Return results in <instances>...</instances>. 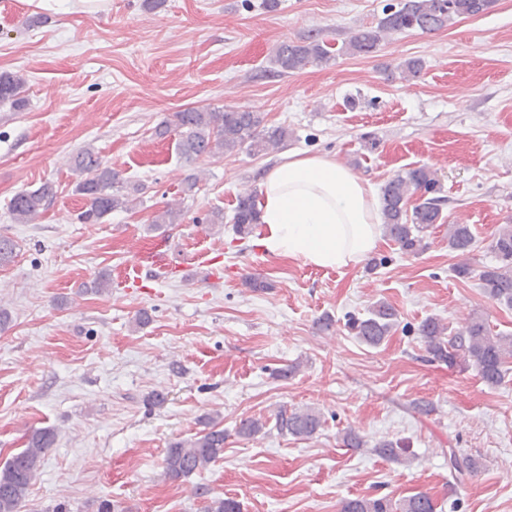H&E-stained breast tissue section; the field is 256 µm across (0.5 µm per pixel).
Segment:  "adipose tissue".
Here are the masks:
<instances>
[{"label": "adipose tissue", "instance_id": "ef3b65f1", "mask_svg": "<svg viewBox=\"0 0 512 512\" xmlns=\"http://www.w3.org/2000/svg\"><path fill=\"white\" fill-rule=\"evenodd\" d=\"M257 207L260 242L275 256L348 269L381 243L373 186L327 156L286 155L267 173Z\"/></svg>", "mask_w": 512, "mask_h": 512}]
</instances>
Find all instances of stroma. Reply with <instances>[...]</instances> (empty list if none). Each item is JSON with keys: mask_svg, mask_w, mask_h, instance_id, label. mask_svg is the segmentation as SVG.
I'll return each instance as SVG.
<instances>
[{"mask_svg": "<svg viewBox=\"0 0 512 512\" xmlns=\"http://www.w3.org/2000/svg\"><path fill=\"white\" fill-rule=\"evenodd\" d=\"M392 0H0V74L25 80V105H0V234L16 256L0 267V464L33 427L56 433L23 512H200L204 495L241 512H341L344 499L428 494L436 512H512V372L486 386L471 369L429 361L418 334L430 316L461 329L476 313L512 333V309L476 280L457 278L448 227L470 225L469 262L492 263L488 244L512 224V0L444 29L385 37L370 57L340 54L358 27L376 26ZM317 32L336 50L326 65L276 73L285 40ZM423 69L402 78L397 67ZM232 106L288 127L285 150L247 151L188 165L174 112ZM90 149L129 183L136 210L103 223L76 219L84 205L69 160ZM336 159L374 188L408 167L436 171L447 202L430 247L386 265L320 268L276 257L257 235L206 223L232 215L286 152ZM197 173L193 198L181 184ZM49 181L56 195L29 224L7 208L21 189ZM184 203L182 223L149 218ZM110 288L93 291L101 273ZM256 276L269 287L244 284ZM378 300L398 312L379 347L345 328ZM150 321L136 326L139 312ZM330 315L334 326L318 331ZM296 365L291 376L282 369ZM161 403H152L153 394ZM430 404L429 414L417 403ZM314 407L325 419L308 440L269 426L239 437L241 418ZM220 421L224 454L183 481L163 477L170 442ZM355 431L363 448L346 447ZM401 441L409 460L374 447ZM475 468L455 477L449 455Z\"/></svg>", "mask_w": 512, "mask_h": 512, "instance_id": "35a3bbf8", "label": "stroma"}]
</instances>
